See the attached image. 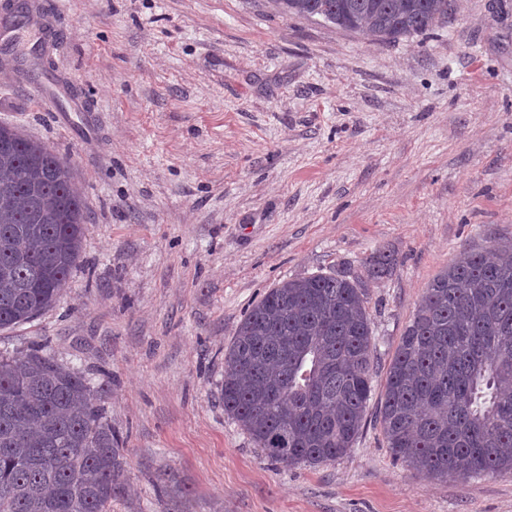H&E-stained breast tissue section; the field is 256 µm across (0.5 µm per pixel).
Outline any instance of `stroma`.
<instances>
[{"instance_id": "obj_1", "label": "stroma", "mask_w": 512, "mask_h": 512, "mask_svg": "<svg viewBox=\"0 0 512 512\" xmlns=\"http://www.w3.org/2000/svg\"><path fill=\"white\" fill-rule=\"evenodd\" d=\"M41 3L14 52L45 44L98 125L56 123L1 64L0 123L70 160L87 224L60 301L0 351L43 342L111 373L112 512H512V477L431 479L376 421L428 283L512 238V0H451L446 23L391 44L274 0ZM382 251L396 265L369 278ZM332 271L367 284L366 423L339 459L275 463L224 411V351L269 288Z\"/></svg>"}]
</instances>
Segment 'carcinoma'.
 Returning <instances> with one entry per match:
<instances>
[{"label": "carcinoma", "instance_id": "cac0c4a2", "mask_svg": "<svg viewBox=\"0 0 512 512\" xmlns=\"http://www.w3.org/2000/svg\"><path fill=\"white\" fill-rule=\"evenodd\" d=\"M382 43L448 19L449 0H277ZM86 202L69 162L0 125V330L60 300L80 266ZM390 255L368 276L389 274ZM362 280L317 273L255 303L224 351V412L272 461L319 465L358 437L374 374ZM108 386L40 344L0 353V512H112L124 463ZM387 448L433 479L512 476V240L463 250L427 285L386 372Z\"/></svg>", "mask_w": 512, "mask_h": 512}]
</instances>
